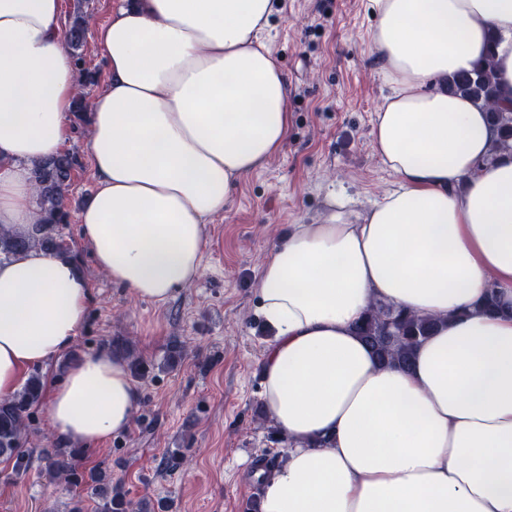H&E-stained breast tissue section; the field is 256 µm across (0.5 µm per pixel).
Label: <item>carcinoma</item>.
I'll list each match as a JSON object with an SVG mask.
<instances>
[{
  "mask_svg": "<svg viewBox=\"0 0 512 512\" xmlns=\"http://www.w3.org/2000/svg\"><path fill=\"white\" fill-rule=\"evenodd\" d=\"M89 19L88 14L80 12L65 28L64 37L76 50L85 41ZM444 87L449 92L468 97L486 108L496 131L494 153L512 151V108L498 105L491 56L477 61L468 71L448 76ZM76 165L77 159L70 152H61L34 164L32 179L36 187L39 219L33 225L32 231L26 234L0 229V261L30 249H42L57 255L71 254L61 233V226L66 223L64 199ZM436 326L437 323L432 318L404 313L382 302H376L364 314L357 326V332L381 362L407 366L413 347L429 336ZM42 398L41 378L33 374L20 390L0 400V456L13 461V468L18 475L27 473L30 468L29 454L23 448V433L30 410L42 403ZM80 455L77 448H65L56 444L43 450L40 462L45 471L77 485L84 481V475L76 469V461ZM100 497L97 512L132 510V503L119 482L108 486Z\"/></svg>",
  "mask_w": 512,
  "mask_h": 512,
  "instance_id": "obj_1",
  "label": "carcinoma"
}]
</instances>
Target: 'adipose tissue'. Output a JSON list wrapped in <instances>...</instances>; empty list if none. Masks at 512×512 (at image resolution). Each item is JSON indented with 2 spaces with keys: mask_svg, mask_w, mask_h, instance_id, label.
I'll use <instances>...</instances> for the list:
<instances>
[{
  "mask_svg": "<svg viewBox=\"0 0 512 512\" xmlns=\"http://www.w3.org/2000/svg\"><path fill=\"white\" fill-rule=\"evenodd\" d=\"M390 92L371 144L396 186L363 214L329 199L265 254V417L288 442L260 512H512V158L484 109L441 89L494 47L512 107V0H368ZM281 0H122L96 46L95 191L80 237L112 284L166 304L203 274L205 227L288 136L291 86L267 40ZM62 0H0V226L38 218L32 166L60 153L79 89ZM495 294L502 313L480 310ZM91 301L75 260L0 262V399L73 344ZM436 319L410 367L356 332L374 302ZM142 400L122 358L74 362L46 400L55 440L93 448Z\"/></svg>",
  "mask_w": 512,
  "mask_h": 512,
  "instance_id": "obj_1",
  "label": "adipose tissue"
}]
</instances>
